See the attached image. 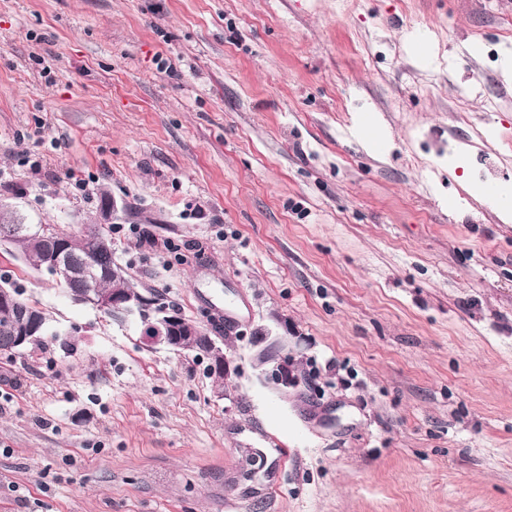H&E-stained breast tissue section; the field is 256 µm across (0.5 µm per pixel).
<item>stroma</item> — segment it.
<instances>
[{
	"instance_id": "stroma-1",
	"label": "stroma",
	"mask_w": 512,
	"mask_h": 512,
	"mask_svg": "<svg viewBox=\"0 0 512 512\" xmlns=\"http://www.w3.org/2000/svg\"><path fill=\"white\" fill-rule=\"evenodd\" d=\"M509 51L512 0H0V198L77 231L107 189L116 262L236 369L0 246L47 320L0 353V512H512ZM251 346L253 365L265 378L282 388L298 385L288 352H285L284 336L273 335L267 328H257Z\"/></svg>"
}]
</instances>
